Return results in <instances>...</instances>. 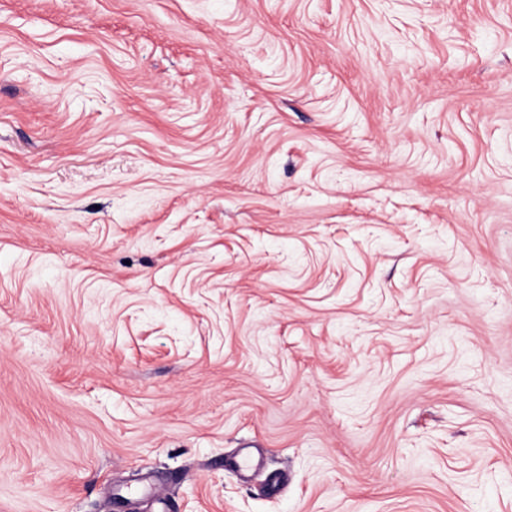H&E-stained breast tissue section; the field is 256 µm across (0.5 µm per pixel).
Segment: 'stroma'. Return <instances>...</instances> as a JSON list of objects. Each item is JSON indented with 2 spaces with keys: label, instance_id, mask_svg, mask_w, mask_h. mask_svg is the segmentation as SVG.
<instances>
[{
  "label": "stroma",
  "instance_id": "obj_1",
  "mask_svg": "<svg viewBox=\"0 0 512 512\" xmlns=\"http://www.w3.org/2000/svg\"><path fill=\"white\" fill-rule=\"evenodd\" d=\"M0 512H512V0H0Z\"/></svg>",
  "mask_w": 512,
  "mask_h": 512
}]
</instances>
